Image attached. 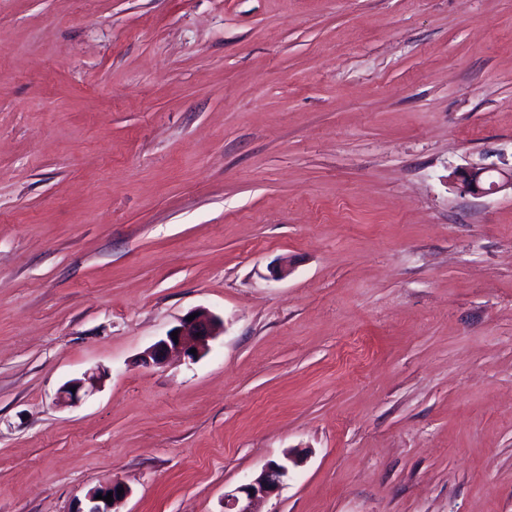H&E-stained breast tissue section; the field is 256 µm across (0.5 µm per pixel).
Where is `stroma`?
<instances>
[{"label": "stroma", "instance_id": "stroma-1", "mask_svg": "<svg viewBox=\"0 0 512 512\" xmlns=\"http://www.w3.org/2000/svg\"><path fill=\"white\" fill-rule=\"evenodd\" d=\"M488 165L512 0H0V512H224L291 450L255 512H512V193L448 180ZM198 313L192 321L187 317ZM178 330L177 337L171 333ZM225 331L224 320L206 309H196L181 319L180 324L167 331L164 338L156 342L144 353L143 363L145 365H163L167 363L173 354L182 356L184 359L195 360L199 355L209 349V342L220 336ZM199 333V336H196ZM178 339V343L174 342ZM192 348L196 354L190 353ZM102 376L103 374L98 371L85 374L82 379H75L66 383L59 391L60 398L64 401H78L81 397L80 393L83 391V394L86 395L92 392ZM73 388H76L75 393H72ZM297 466V459L290 453L284 459L266 465L259 474L224 495V512H255L254 503L280 489L289 477V463ZM253 489V492H250ZM123 488L124 493L118 495L117 490ZM109 492H113V502L107 504L106 501L96 499V496L102 494V497H106ZM129 494V489L120 481L113 480L111 484L107 486L96 487L92 489L86 497L85 508L78 506L74 512H112L114 505L121 502Z\"/></svg>", "mask_w": 512, "mask_h": 512}]
</instances>
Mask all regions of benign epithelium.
I'll list each match as a JSON object with an SVG mask.
<instances>
[{
    "label": "benign epithelium",
    "instance_id": "benign-epithelium-1",
    "mask_svg": "<svg viewBox=\"0 0 512 512\" xmlns=\"http://www.w3.org/2000/svg\"><path fill=\"white\" fill-rule=\"evenodd\" d=\"M449 180L459 184L466 192L473 195H487L494 192L512 190V168L505 170L495 166L470 167L455 170ZM198 316L189 321L181 319L176 326L177 337L166 333L165 337L156 342L144 353L143 363L146 365H163L170 357L177 354L191 361L204 354L209 349V342L225 331L224 320L206 309L196 310ZM196 353H191V349ZM102 378L101 372L84 375L81 379L72 380L59 391L60 398L67 401H77L80 394L93 391ZM297 464V459L291 454L284 455V459L266 465L259 474L252 479L224 494V512H254L256 500L267 497L280 489L289 477V464ZM124 493H117L118 489ZM113 493V502L108 504L97 495L107 496ZM129 494V489L118 480L107 486L92 489L86 497L85 507H77L75 512H112L114 504L122 501Z\"/></svg>",
    "mask_w": 512,
    "mask_h": 512
}]
</instances>
